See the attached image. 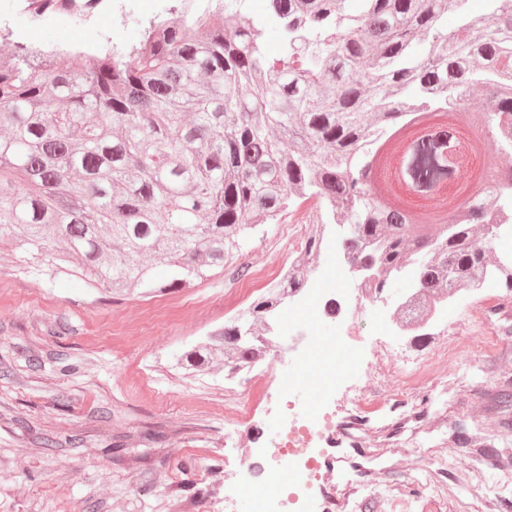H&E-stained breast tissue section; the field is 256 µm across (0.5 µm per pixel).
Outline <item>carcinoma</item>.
Segmentation results:
<instances>
[{
	"label": "carcinoma",
	"instance_id": "cac0c4a2",
	"mask_svg": "<svg viewBox=\"0 0 512 512\" xmlns=\"http://www.w3.org/2000/svg\"><path fill=\"white\" fill-rule=\"evenodd\" d=\"M69 2L35 0L28 14L83 20ZM245 2L153 21L126 52L21 44L0 62V243L52 275L147 299L224 271L259 226L313 200L303 264L344 224V250L380 292L411 262L427 298L476 282L496 199L482 182L448 207L442 191L467 170L450 132L417 134L402 160L401 178L440 208L416 230L363 170L422 115L471 110L475 82L495 103L485 125L512 151V0L484 18L468 0H268L259 20ZM269 22L282 34L272 61ZM274 301L261 294L174 366L255 363Z\"/></svg>",
	"mask_w": 512,
	"mask_h": 512
}]
</instances>
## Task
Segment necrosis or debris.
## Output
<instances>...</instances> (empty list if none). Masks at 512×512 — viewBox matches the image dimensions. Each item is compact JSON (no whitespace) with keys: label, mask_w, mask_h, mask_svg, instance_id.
<instances>
[{"label":"necrosis or debris","mask_w":512,"mask_h":512,"mask_svg":"<svg viewBox=\"0 0 512 512\" xmlns=\"http://www.w3.org/2000/svg\"><path fill=\"white\" fill-rule=\"evenodd\" d=\"M351 281L349 289L327 296L319 286L321 271L318 264L298 268L294 262L263 267L254 272L253 282L261 288L283 286L288 278L301 276L303 287L289 290L276 304L268 318L269 334L263 343L268 357L277 362L291 361L288 384L307 397L306 406L289 411L287 420L277 439L263 449H246L243 467L253 484L269 483L271 493L260 497L258 512H281L282 500L298 504L299 512H308L303 501L310 491H318L322 498V512H341L334 486L321 477L319 461L335 458L343 468L339 481L355 483L357 470L347 469L351 460V447L336 449L332 445L338 426H349L350 417H336L322 411V403L334 395L340 380L360 381L363 372L355 357V350L338 344L329 349L327 365L314 367L308 353L317 342L318 326L327 319H335L338 332L350 329L348 319L377 301L374 289L366 285L364 272L343 262Z\"/></svg>","instance_id":"4bbe7bcc"}]
</instances>
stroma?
Listing matches in <instances>:
<instances>
[{
    "instance_id": "1",
    "label": "stroma",
    "mask_w": 512,
    "mask_h": 512,
    "mask_svg": "<svg viewBox=\"0 0 512 512\" xmlns=\"http://www.w3.org/2000/svg\"><path fill=\"white\" fill-rule=\"evenodd\" d=\"M183 7L117 0L78 24L33 25L18 0H0V55L17 43L127 48ZM287 251L269 224L215 278L123 300L0 245V512H236L244 449L281 427L287 367L261 365L228 389L223 364L190 377L172 363L235 316L239 271ZM351 335L362 353L390 348L424 368L404 394L379 370L363 377L355 434L367 472L338 489L347 512H512V407L500 402L512 394V289H487L457 328L394 336L370 307ZM238 402L250 417L226 419Z\"/></svg>"
}]
</instances>
